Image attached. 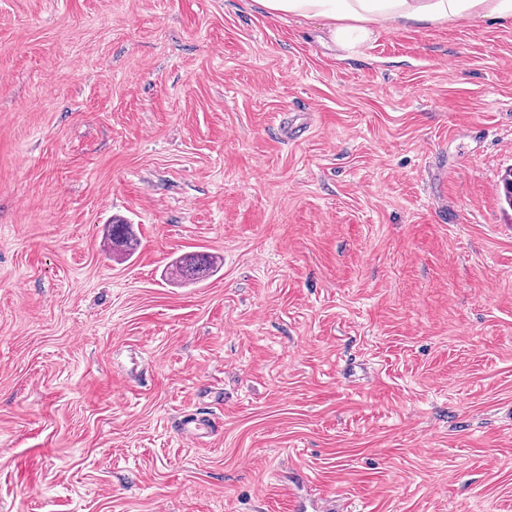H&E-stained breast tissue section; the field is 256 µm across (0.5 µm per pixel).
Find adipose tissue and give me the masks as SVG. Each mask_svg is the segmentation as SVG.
<instances>
[{
	"instance_id": "1",
	"label": "adipose tissue",
	"mask_w": 512,
	"mask_h": 512,
	"mask_svg": "<svg viewBox=\"0 0 512 512\" xmlns=\"http://www.w3.org/2000/svg\"><path fill=\"white\" fill-rule=\"evenodd\" d=\"M271 16L332 21L331 35L344 49L385 27L427 26L462 18L512 21V0H257Z\"/></svg>"
}]
</instances>
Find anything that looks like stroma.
<instances>
[{
	"instance_id": "stroma-1",
	"label": "stroma",
	"mask_w": 512,
	"mask_h": 512,
	"mask_svg": "<svg viewBox=\"0 0 512 512\" xmlns=\"http://www.w3.org/2000/svg\"><path fill=\"white\" fill-rule=\"evenodd\" d=\"M326 39L0 0V512H512V24ZM215 268V269H214ZM216 270V261L211 255L193 254L185 257L173 265L175 275L184 280H193L196 275L204 272H214Z\"/></svg>"
}]
</instances>
